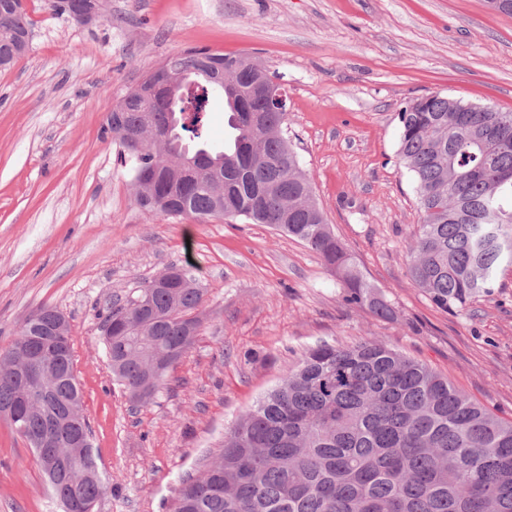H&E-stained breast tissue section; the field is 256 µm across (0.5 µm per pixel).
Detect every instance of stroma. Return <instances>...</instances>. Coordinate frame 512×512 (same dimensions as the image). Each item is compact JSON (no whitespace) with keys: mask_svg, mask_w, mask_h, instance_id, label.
I'll return each instance as SVG.
<instances>
[{"mask_svg":"<svg viewBox=\"0 0 512 512\" xmlns=\"http://www.w3.org/2000/svg\"><path fill=\"white\" fill-rule=\"evenodd\" d=\"M26 9L31 49L0 72V351L40 307L68 318L109 486L98 512H168L225 429L323 342L382 341L512 420V265L466 310L436 307L407 273L420 212L397 156V114L415 98L512 111V16L487 0H108L91 25L47 0ZM189 47L249 56L286 89L284 133L391 317L346 303L322 259L268 225L139 208L106 116ZM173 263L192 265L206 290L200 334L135 407L112 380L98 312ZM0 512H61L1 419Z\"/></svg>","mask_w":512,"mask_h":512,"instance_id":"1","label":"stroma"}]
</instances>
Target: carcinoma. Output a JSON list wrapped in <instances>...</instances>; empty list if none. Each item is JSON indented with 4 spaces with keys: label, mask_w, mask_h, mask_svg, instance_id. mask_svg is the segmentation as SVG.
Segmentation results:
<instances>
[{
    "label": "carcinoma",
    "mask_w": 512,
    "mask_h": 512,
    "mask_svg": "<svg viewBox=\"0 0 512 512\" xmlns=\"http://www.w3.org/2000/svg\"><path fill=\"white\" fill-rule=\"evenodd\" d=\"M32 28L24 0H0V71L29 51L20 40ZM199 58L224 67L241 60L195 47L167 65L179 70ZM218 94L232 130L222 151L205 138L209 101ZM233 94L202 78L173 98L125 93L126 123L166 136L159 149L125 153L132 181L142 170L164 172L184 154L206 159L187 178L156 184L152 195L135 192L137 205L200 224H267L319 255L346 288L347 302L390 315L316 203L283 134L287 113L238 109ZM398 120L399 156L414 177L421 213L408 246L409 278L437 307L463 309L491 292L502 262L512 264V112L434 93L409 102ZM180 269L188 286L163 290L146 281L100 314L112 322V335L103 337L112 375L131 399L154 362L176 351L138 405L153 401L200 330L205 288L193 267ZM56 315L51 306L32 313L0 353V409L18 397L8 368L14 350L47 336ZM52 364L65 376L53 404L82 401L73 353ZM23 425L38 464L66 453L81 473L78 482L62 478L53 489L61 506L96 504L105 485L93 449L62 448L51 432L36 446L30 435L45 430L39 413L25 414ZM170 512H512V421L380 341L321 344L226 429L221 450L200 475L182 481Z\"/></svg>",
    "instance_id": "obj_1"
}]
</instances>
